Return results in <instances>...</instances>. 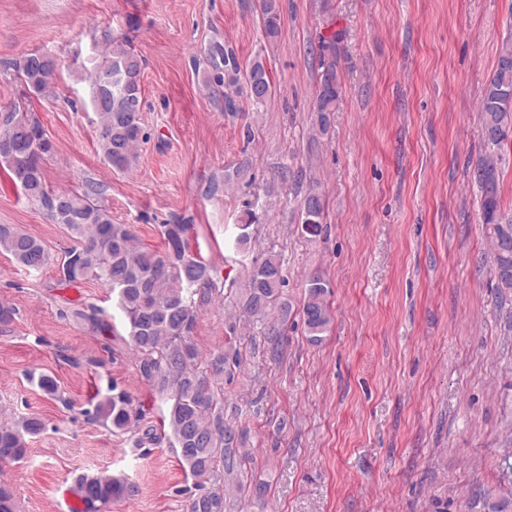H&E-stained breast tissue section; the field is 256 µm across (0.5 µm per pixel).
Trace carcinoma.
I'll use <instances>...</instances> for the list:
<instances>
[{
  "label": "carcinoma",
  "instance_id": "cac0c4a2",
  "mask_svg": "<svg viewBox=\"0 0 512 512\" xmlns=\"http://www.w3.org/2000/svg\"><path fill=\"white\" fill-rule=\"evenodd\" d=\"M256 8L266 41L271 44L280 32L279 0H257ZM200 66L210 85L232 87L241 81L254 85L248 98L257 109L271 96V76L259 55L243 62L232 46L214 41L203 51L202 63L195 64ZM10 69L29 93H57L60 68L43 59L42 52L14 60ZM107 71L112 72V92L99 106L96 99L102 94V78ZM142 73L141 56L127 40L104 29L87 78L89 104L95 114L99 152L112 170L121 173L136 165L137 147L147 138L140 118ZM341 95L342 84L333 62L322 74L315 100L321 130L328 129L329 114L335 111ZM3 129L0 139L8 145H0V166L8 171L15 188L53 222L63 225L74 241L59 263L58 285L71 287L91 280L111 288L126 321L128 344L136 355L140 378L166 396L161 427L170 431L178 461L199 490L190 497L187 512H226L227 498L247 489L261 500L265 482L259 480L246 487L238 479L250 449L244 432L224 422V401L218 389L228 366L238 365L234 344L228 343V350L207 359L191 343L199 314L219 296L214 268L190 249L191 225H161V250L141 245L130 225L115 222L109 210L94 201L96 187L57 191L49 186L43 163L55 146L34 113L10 107ZM489 130L500 133L498 147H485V156L475 165L472 177L481 192L482 220L490 231L495 287L508 295L512 293V217L500 210L498 160L504 146L512 145L511 39L503 45L495 74L481 95V134ZM323 218L321 196L309 193L303 224L312 227L311 235L321 233ZM2 251L27 271L42 270L50 259L42 241L16 224H0ZM282 266L281 256L271 251L252 268L238 301L248 316L262 320L275 307L285 284ZM328 293L321 276L308 279L302 320L314 343L322 341L332 321ZM71 314L93 331L101 328L100 309L94 305L74 308ZM92 418L114 432L140 433L138 445L162 439L154 426L147 425L146 413L133 407L123 394L99 401ZM44 428V421L37 416L0 421V462L23 460L28 454L27 437L40 434ZM74 489L86 512H106L112 502L135 493V486L126 477L112 474H80L74 479Z\"/></svg>",
  "mask_w": 512,
  "mask_h": 512
}]
</instances>
